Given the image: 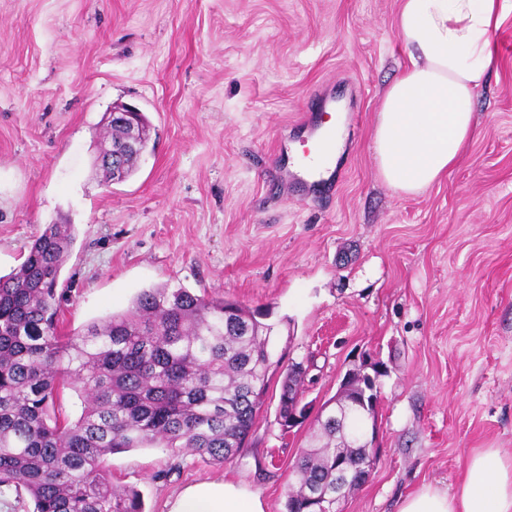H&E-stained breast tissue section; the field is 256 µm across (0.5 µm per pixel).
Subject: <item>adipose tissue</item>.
<instances>
[{"instance_id":"1","label":"adipose tissue","mask_w":512,"mask_h":512,"mask_svg":"<svg viewBox=\"0 0 512 512\" xmlns=\"http://www.w3.org/2000/svg\"><path fill=\"white\" fill-rule=\"evenodd\" d=\"M512 0H400L398 33L409 63L387 88L373 133L381 177L423 193L460 161L476 133L474 99L496 63L495 35ZM170 512H265L258 494L230 482L186 487ZM398 512H512V456L468 458L453 491L424 486Z\"/></svg>"}]
</instances>
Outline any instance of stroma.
I'll return each instance as SVG.
<instances>
[{"label":"stroma","mask_w":512,"mask_h":512,"mask_svg":"<svg viewBox=\"0 0 512 512\" xmlns=\"http://www.w3.org/2000/svg\"><path fill=\"white\" fill-rule=\"evenodd\" d=\"M399 0H0V275L46 225L76 239L59 285L66 330L170 285L231 298L276 327L264 403L218 466L167 448L113 454L146 512L229 479L284 512L309 429L283 432V368L312 409L378 364V452L342 512H398L452 489L481 448L512 456V15L474 101L475 136L418 196L381 178L373 132L407 65ZM148 120L136 174L105 183L110 109ZM338 110L336 190L289 174L301 114Z\"/></svg>","instance_id":"35a3bbf8"}]
</instances>
